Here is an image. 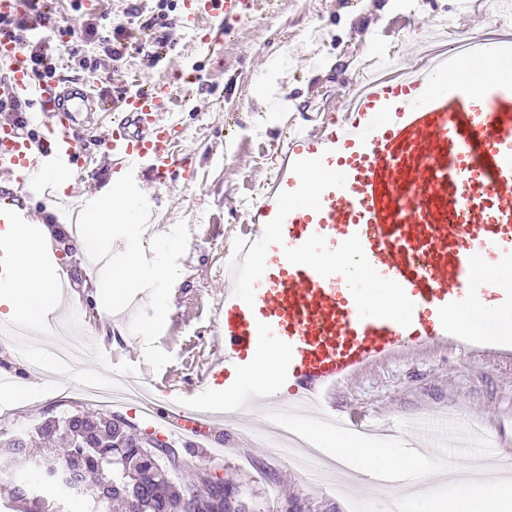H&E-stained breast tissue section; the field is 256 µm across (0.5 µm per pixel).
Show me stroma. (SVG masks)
Masks as SVG:
<instances>
[{"label": "stroma", "mask_w": 512, "mask_h": 512, "mask_svg": "<svg viewBox=\"0 0 512 512\" xmlns=\"http://www.w3.org/2000/svg\"><path fill=\"white\" fill-rule=\"evenodd\" d=\"M248 2L240 20L205 14L187 26L181 22L186 0H173L168 28L133 29L137 40L166 36L163 55L151 66L132 49L116 71L100 73L113 103L82 133L85 170L100 196L118 178L98 141L117 117L121 98L152 81H170L169 109L178 122L173 151L179 163L162 184L155 182L148 163L134 167L135 182L151 208L143 242L181 221L192 227L156 341L171 355L170 363L152 371L144 360V340L129 330L132 310L115 318L99 303L100 280L83 271L82 238L68 232L49 237L65 270L68 298L82 310L84 331L102 349L95 366L103 373L120 371L153 381L159 400L169 386L193 391L219 347L217 308L224 295L225 259L293 129L317 125L341 111L373 52H380L383 63L405 69L422 63L430 32L448 25L468 36L493 27L512 35V18L497 15L495 0ZM2 196L26 211L33 235L79 217L73 201L62 199L48 207L40 193L5 177H0ZM3 376L25 378L38 396L23 402L20 414L0 420L1 440L32 432L45 419L91 408L80 392L61 397L39 385L12 342H0ZM324 411L365 418L376 426L371 442L394 448L405 447V429L414 420L439 423L451 417L455 426L447 446L429 451L433 463L443 467L480 454L493 465L512 451V363L444 349L407 353L343 383ZM117 413L140 436L165 439L178 452L192 455L198 466L233 482L250 512H289L294 504L303 512H357L365 504L372 512H386L402 496L393 488L347 494L315 488L288 460L264 447L262 436L245 440L246 425L230 419L214 429L215 448L222 450L216 456L187 447L183 438L165 436L161 426L140 415L136 403Z\"/></svg>", "instance_id": "1"}]
</instances>
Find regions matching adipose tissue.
I'll return each instance as SVG.
<instances>
[{"mask_svg":"<svg viewBox=\"0 0 512 512\" xmlns=\"http://www.w3.org/2000/svg\"><path fill=\"white\" fill-rule=\"evenodd\" d=\"M16 252L12 276L0 284V306L7 317L39 323L56 306L59 295L46 279L41 263V244L16 227H8ZM313 441L323 445L333 458L348 460L355 468L385 474L390 480L405 483L428 473L433 465L427 456L405 455L395 448H376L340 433H312ZM403 512H512V482L497 477L494 467H486L479 480L471 482L451 500L416 496L402 502Z\"/></svg>","mask_w":512,"mask_h":512,"instance_id":"adipose-tissue-1","label":"adipose tissue"}]
</instances>
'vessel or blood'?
<instances>
[{"mask_svg":"<svg viewBox=\"0 0 512 512\" xmlns=\"http://www.w3.org/2000/svg\"><path fill=\"white\" fill-rule=\"evenodd\" d=\"M238 0H200L198 13L236 17ZM11 97L38 105L0 125V175L50 195L52 175L82 168L80 130L107 111L90 76L36 83L14 42ZM494 64L493 79L475 73ZM168 82L126 97L121 121L100 140L115 170L174 166ZM320 171L308 183L311 171ZM244 248H232L218 307L220 349L198 379L224 380L225 416L281 411L286 388L295 414H307L364 368L432 344L512 362V341L494 326L465 330L457 316L489 301L512 308V288L495 277L512 263V39L449 52L354 89L338 121L298 127L277 174L248 213ZM400 313L384 308L379 290ZM278 357L275 388L246 377L260 350ZM51 368L34 352L31 371L62 387L71 363L50 347ZM208 403L170 395L149 417L190 446L211 436Z\"/></svg>","mask_w":512,"mask_h":512,"instance_id":"b4317fda","label":"vessel or blood"}]
</instances>
